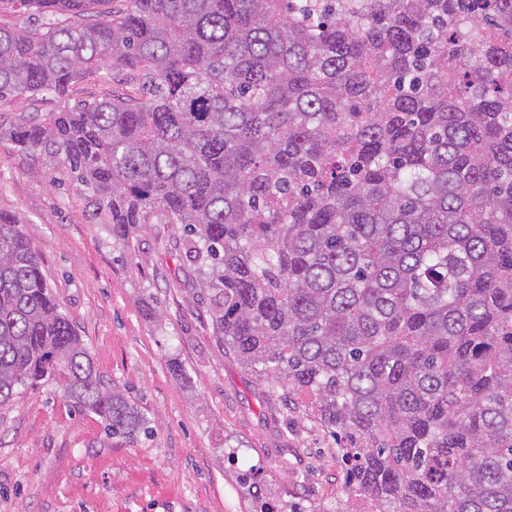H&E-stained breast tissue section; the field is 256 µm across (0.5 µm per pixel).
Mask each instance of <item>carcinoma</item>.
<instances>
[{
  "label": "carcinoma",
  "instance_id": "1",
  "mask_svg": "<svg viewBox=\"0 0 512 512\" xmlns=\"http://www.w3.org/2000/svg\"><path fill=\"white\" fill-rule=\"evenodd\" d=\"M0 104L133 72L139 94L0 114L126 242L159 219L215 337L335 441L356 512H512V0H6ZM105 386L0 216V403ZM36 19V20H35ZM37 18L31 12H17L9 5H4L0 9V28L13 30L31 26L33 24L53 22L54 18L47 16L45 18Z\"/></svg>",
  "mask_w": 512,
  "mask_h": 512
}]
</instances>
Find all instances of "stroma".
<instances>
[{"label":"stroma","instance_id":"35a3bbf8","mask_svg":"<svg viewBox=\"0 0 512 512\" xmlns=\"http://www.w3.org/2000/svg\"><path fill=\"white\" fill-rule=\"evenodd\" d=\"M101 70L66 98L15 99L10 114L134 93ZM0 213L15 218L62 312L106 386L142 407L148 433L108 436L62 383L0 405V512H345L332 438L288 396L268 391L216 342L206 300L168 245L178 224L115 241L84 187L0 138Z\"/></svg>","mask_w":512,"mask_h":512}]
</instances>
